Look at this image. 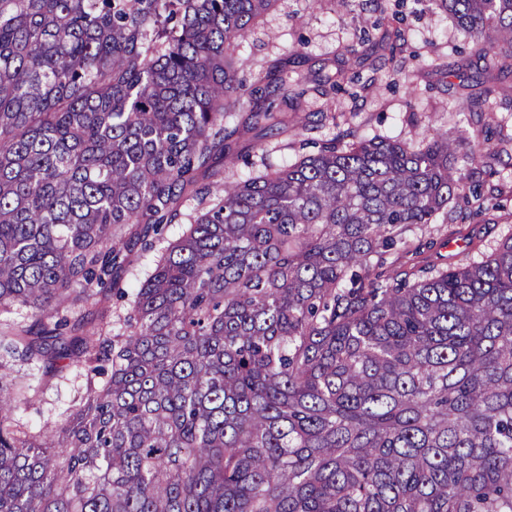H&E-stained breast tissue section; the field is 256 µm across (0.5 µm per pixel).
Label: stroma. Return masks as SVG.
<instances>
[{"mask_svg":"<svg viewBox=\"0 0 512 512\" xmlns=\"http://www.w3.org/2000/svg\"><path fill=\"white\" fill-rule=\"evenodd\" d=\"M355 45L367 55L351 68L357 82L323 96L318 87L325 75L334 74L347 48ZM475 49L473 38L428 0H379L375 5L367 0H277L236 55L254 72L300 52L305 61L298 71L310 92L289 115L298 135L270 138L256 131L245 137L242 148L250 152L265 144L273 161L286 165L301 151H315L317 144L347 129L361 138L408 142L437 129L452 136L498 130L501 120L512 115V68H485L476 61ZM466 95L487 98L482 114L456 111L457 98ZM329 104L335 107V121H320V111ZM486 169L487 186L502 206L474 222L484 245L492 247L512 232V144H492ZM458 229L454 222L431 225L417 237L428 242V256L454 263L469 250ZM443 236L448 239L444 245L439 242ZM22 371L35 399L15 417L33 432L61 420L85 385L79 368L61 378L44 376L36 362L23 365Z\"/></svg>","mask_w":512,"mask_h":512,"instance_id":"35a3bbf8","label":"stroma"}]
</instances>
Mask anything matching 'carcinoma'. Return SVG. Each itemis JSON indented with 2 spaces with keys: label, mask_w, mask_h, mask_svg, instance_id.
<instances>
[{
  "label": "carcinoma",
  "mask_w": 512,
  "mask_h": 512,
  "mask_svg": "<svg viewBox=\"0 0 512 512\" xmlns=\"http://www.w3.org/2000/svg\"><path fill=\"white\" fill-rule=\"evenodd\" d=\"M277 0H0V512H512V234L455 266L410 232L483 198L488 140L298 129L288 59L237 79ZM512 60V0H428ZM232 122L226 123L224 119ZM200 209L108 336L69 325L133 239ZM112 372L52 429L17 361Z\"/></svg>",
  "instance_id": "cac0c4a2"
}]
</instances>
